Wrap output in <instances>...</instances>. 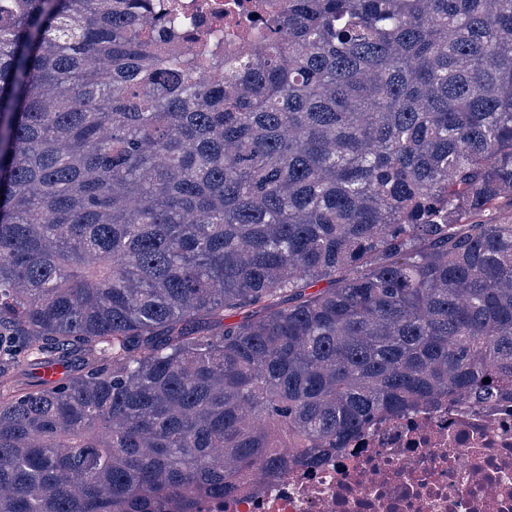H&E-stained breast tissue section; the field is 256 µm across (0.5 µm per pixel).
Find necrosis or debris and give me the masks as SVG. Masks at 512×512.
<instances>
[{"mask_svg": "<svg viewBox=\"0 0 512 512\" xmlns=\"http://www.w3.org/2000/svg\"><path fill=\"white\" fill-rule=\"evenodd\" d=\"M169 3L235 50L261 39V7L277 0ZM200 512H512V395L421 404L377 421L319 466L276 480L255 473L249 490Z\"/></svg>", "mask_w": 512, "mask_h": 512, "instance_id": "obj_1", "label": "necrosis or debris"}]
</instances>
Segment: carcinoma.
<instances>
[{
    "label": "carcinoma",
    "instance_id": "cac0c4a2",
    "mask_svg": "<svg viewBox=\"0 0 512 512\" xmlns=\"http://www.w3.org/2000/svg\"><path fill=\"white\" fill-rule=\"evenodd\" d=\"M263 25L0 0V512H196L512 387V0Z\"/></svg>",
    "mask_w": 512,
    "mask_h": 512
}]
</instances>
